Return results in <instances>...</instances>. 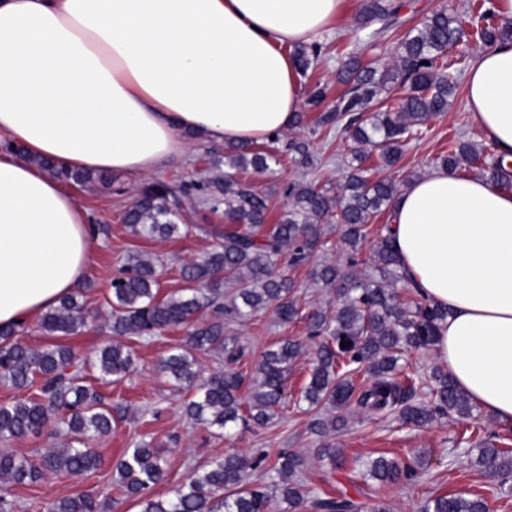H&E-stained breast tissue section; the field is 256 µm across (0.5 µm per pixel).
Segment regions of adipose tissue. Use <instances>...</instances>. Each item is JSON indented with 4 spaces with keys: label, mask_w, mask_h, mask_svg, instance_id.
Instances as JSON below:
<instances>
[{
    "label": "adipose tissue",
    "mask_w": 512,
    "mask_h": 512,
    "mask_svg": "<svg viewBox=\"0 0 512 512\" xmlns=\"http://www.w3.org/2000/svg\"><path fill=\"white\" fill-rule=\"evenodd\" d=\"M344 0H0V327L57 306L86 277L91 227L36 158L133 178L186 151L184 133L246 145L302 104L293 49ZM466 108L512 160V39L471 61ZM407 281L447 309L433 353L512 427V192L431 168L395 200Z\"/></svg>",
    "instance_id": "adipose-tissue-1"
}]
</instances>
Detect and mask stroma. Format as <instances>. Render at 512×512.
<instances>
[{
  "label": "stroma",
  "instance_id": "1",
  "mask_svg": "<svg viewBox=\"0 0 512 512\" xmlns=\"http://www.w3.org/2000/svg\"><path fill=\"white\" fill-rule=\"evenodd\" d=\"M404 25L390 38L373 41L368 29L358 26L361 0H345L343 9L330 30L320 40L317 61L300 78L304 98L301 110L306 116L304 126L281 132V141L311 139L315 161L305 167L290 156H282L279 165L265 173L247 172L245 178L258 189L271 193L269 223H276L285 207L281 193L284 183L307 181L325 188L339 189L351 159L352 142L347 134L333 131L317 134L318 117L330 110L333 98L342 86L336 74L344 59L361 57L381 69L393 67L398 58L399 43L409 28L439 9L469 16L470 0H400ZM484 44L469 41L457 46L450 59L457 62V85L449 99L447 112L427 123L428 133L419 141L409 142L398 165L399 178L423 175L434 166L437 157L447 154L452 142H467L485 147L486 141L473 126L465 107L466 75L474 57L484 51ZM325 86L327 98L314 105L308 100L316 86ZM185 154L139 179L106 174L104 180L85 185H72L78 202L86 209L93 235V262L82 284L76 289L87 310L86 324L67 341L75 347L80 359L95 361L100 349L112 342V320L109 301L111 281L125 267L129 254L151 256L156 263L161 295L178 292L183 281L181 269L218 247L214 231L224 225L223 210L213 209L207 200H199L189 210L178 237L164 241L132 235L123 222V214L138 192L145 186L163 181L173 186L205 182L223 176L224 146L187 136ZM281 273L294 284V294L301 313L316 309L331 311L336 303L326 290L310 277L309 266H281ZM227 337L244 345L247 356L243 371H251L261 354L280 339L307 341L305 322L281 324L272 311L263 310L242 322L224 326ZM185 328L165 330L153 338H128L127 343L137 356L135 371L115 382L101 379L98 370L86 373V380L95 386L107 402L125 401L130 408L126 419L117 421L109 435L95 440L102 455L101 466L88 474L72 476L65 472L46 475L42 480L24 486L9 487L14 512H43L44 502L79 493L110 497L113 512H138L130 499L119 494L112 483V468L128 448L139 439L152 440L166 459V478L162 491H170L184 481L188 473L213 459L235 452L251 456L262 448L276 453L285 448L301 453L306 459L302 481L313 498L322 493L344 492L356 495L365 489L367 496L361 512H371L374 501L381 500L390 512H419L424 499L434 495H478L488 502L490 512H512V495L497 494L495 479L480 474L469 454L483 444L512 449V427L498 426L481 410L466 417H443L431 426L414 430L401 426L397 415H365L353 411L347 426L331 435L318 436L311 430L314 413L308 412L299 396L309 380L310 356L297 361L288 377V400L278 409L274 419L264 427L237 429L234 436H225L222 429L197 424L188 419L183 405L185 390L174 386L159 371L157 363L173 346L182 343ZM336 450L335 457L325 456L324 448ZM385 456L399 460L415 469V476L397 484H381L365 479L370 461Z\"/></svg>",
  "mask_w": 512,
  "mask_h": 512
}]
</instances>
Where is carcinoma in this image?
Masks as SVG:
<instances>
[{
	"label": "carcinoma",
	"instance_id": "cac0c4a2",
	"mask_svg": "<svg viewBox=\"0 0 512 512\" xmlns=\"http://www.w3.org/2000/svg\"><path fill=\"white\" fill-rule=\"evenodd\" d=\"M401 6L394 0H364L360 27H374L371 37L382 38L398 22ZM474 39L494 43L512 38V27L503 26L487 0L463 20L438 10L412 28L400 42L398 61L383 72L355 57L345 60L341 80L347 90L335 108L320 116L319 126H343L355 144L346 181L336 192L313 182L282 186L288 210L275 224L267 223L270 195L237 178L248 169L261 173L280 163L279 152L299 156L308 165L313 156L309 140H293L284 149L255 150L251 145L230 146L224 155V180L218 179L175 189L164 182L144 187L124 214L129 232L150 239H171L179 234L183 213L196 193L217 208L224 206V231H215L222 244L187 263L182 275L187 287L159 296L154 263L137 254L127 259L125 273L112 279V335L117 337L97 358L102 377L117 381L135 365L131 348L118 338L154 336L183 326L184 344L161 360V368L178 386L195 390L185 406L194 421L220 429L263 427L285 397L288 371L302 357V342L285 339L263 352L250 373L249 395L240 392L243 375L228 369L200 375L195 353H218L225 362L239 361L244 353L235 341L224 337L223 319H245L273 308L279 322L299 316L293 282L278 273L282 259L291 266L307 262L324 244V225L340 226L350 247L349 265L324 264L312 271V279L336 295V310L329 317L321 311L306 316L309 336L320 338L313 353L310 380L301 399L313 409L330 407L334 415L317 418L315 431L326 435L346 425L345 408L355 404L366 413H399L406 425L429 426L443 414L465 416L475 405L457 389L442 370L432 373L434 401L430 405L407 402L405 388L394 378L399 355L425 349L437 335L447 311L424 300L403 306L389 284L405 279L397 260L391 233L376 238L372 248L374 274L365 277L353 270L358 246L367 239L368 225L382 212L392 210L400 183L392 178L372 180L362 164L371 156L380 166L393 169L411 138L423 133L426 121L448 111V98L456 79L448 63V50ZM320 47L310 45L294 52L297 69L307 70L319 57ZM409 85L399 111L376 106L383 93ZM481 151L468 143L439 158L452 172L464 163L478 164L486 178L499 186H512V169L497 156L480 160ZM37 163L70 183H89L103 176L90 171L56 168L41 159ZM211 306L212 321L195 318ZM84 303L74 295L42 313L39 326L46 333L68 336L85 323ZM16 328L0 329V377L31 397L13 405H0V440L37 435L51 422L71 439L65 448H54L33 463L6 448L0 450V477L12 485H29L48 472L65 471L79 476L97 470L102 463L92 441L112 431V423L126 415L121 402L106 404L86 384L84 368L74 350L65 344L35 350L14 340ZM345 346H340V343ZM366 366L370 383L356 391L346 367ZM480 472L500 479V493H512V450L492 446L476 449ZM305 465L296 452L283 450L275 458L265 450L250 457L229 453L207 467L193 471L170 496L150 490L164 481L165 458L152 441L140 440L114 465L113 484L126 497L137 500L139 512H269L271 499L280 497L288 512H299L306 502L304 485L294 477ZM414 476V470L398 461L379 457L371 461L367 477L396 484ZM111 503L92 494H77L46 503L45 512H108ZM421 512H487L483 498L446 495L429 498Z\"/></svg>",
	"mask_w": 512,
	"mask_h": 512
}]
</instances>
